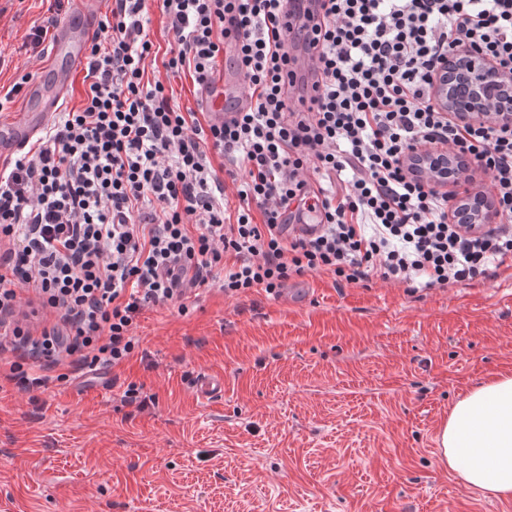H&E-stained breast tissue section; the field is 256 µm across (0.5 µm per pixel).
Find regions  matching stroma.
Instances as JSON below:
<instances>
[{"label":"stroma","instance_id":"1","mask_svg":"<svg viewBox=\"0 0 512 512\" xmlns=\"http://www.w3.org/2000/svg\"><path fill=\"white\" fill-rule=\"evenodd\" d=\"M46 0H0V92ZM148 358L20 391L0 381V512H512L444 466L459 397L512 372V277L410 291L330 275L280 296L145 311ZM223 379L201 399L198 375ZM154 404L123 402L128 384Z\"/></svg>","mask_w":512,"mask_h":512}]
</instances>
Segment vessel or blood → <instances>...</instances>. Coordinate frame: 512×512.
Masks as SVG:
<instances>
[{
  "label": "vessel or blood",
  "instance_id": "obj_1",
  "mask_svg": "<svg viewBox=\"0 0 512 512\" xmlns=\"http://www.w3.org/2000/svg\"><path fill=\"white\" fill-rule=\"evenodd\" d=\"M97 5L98 0H79V10L74 20L59 24L49 64L38 79L29 83L24 93L23 118L12 124L0 125V156L13 154L23 148L59 111L74 71L87 64L89 36L99 25ZM291 69L297 81L308 85L314 82L316 69L309 51L295 52ZM230 98L246 101L241 77L228 79L223 73H216L204 99L215 124H223L227 116L225 102Z\"/></svg>",
  "mask_w": 512,
  "mask_h": 512
}]
</instances>
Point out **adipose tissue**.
<instances>
[{
	"instance_id": "1",
	"label": "adipose tissue",
	"mask_w": 512,
	"mask_h": 512,
	"mask_svg": "<svg viewBox=\"0 0 512 512\" xmlns=\"http://www.w3.org/2000/svg\"><path fill=\"white\" fill-rule=\"evenodd\" d=\"M442 462L463 484L512 499V373L471 387L453 405L438 436Z\"/></svg>"
}]
</instances>
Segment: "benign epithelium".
I'll list each match as a JSON object with an SVG mask.
<instances>
[{
	"instance_id": "1",
	"label": "benign epithelium",
	"mask_w": 512,
	"mask_h": 512,
	"mask_svg": "<svg viewBox=\"0 0 512 512\" xmlns=\"http://www.w3.org/2000/svg\"><path fill=\"white\" fill-rule=\"evenodd\" d=\"M435 81L434 101L449 117L460 123L478 125L493 117L512 124V74L495 63L467 49L442 62ZM410 162L437 179H451L459 174L463 156L433 149L412 152ZM498 210L489 198L466 195L456 198L451 219L476 230L480 224H493Z\"/></svg>"
}]
</instances>
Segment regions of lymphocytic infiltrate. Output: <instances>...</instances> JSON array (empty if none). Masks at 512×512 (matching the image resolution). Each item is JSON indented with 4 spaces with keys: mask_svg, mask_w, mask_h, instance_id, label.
<instances>
[{
    "mask_svg": "<svg viewBox=\"0 0 512 512\" xmlns=\"http://www.w3.org/2000/svg\"><path fill=\"white\" fill-rule=\"evenodd\" d=\"M290 2L112 0L82 107L0 175V370L20 389L66 364H122L143 311L186 313L202 290L277 295L309 272L449 288L512 270V126L456 124L433 98L464 46L512 73V0H321L319 19L286 31ZM153 6L173 36L164 50ZM300 43L321 73L310 96L284 78ZM228 47L249 102L218 127L164 78L207 91ZM427 147L488 177L499 224L451 222L449 191L405 163ZM302 210L319 231L286 234Z\"/></svg>",
    "mask_w": 512,
    "mask_h": 512,
    "instance_id": "lymphocytic-infiltrate-1",
    "label": "lymphocytic infiltrate"
}]
</instances>
